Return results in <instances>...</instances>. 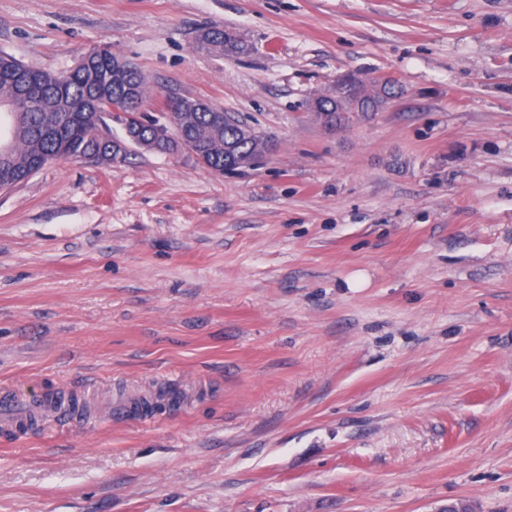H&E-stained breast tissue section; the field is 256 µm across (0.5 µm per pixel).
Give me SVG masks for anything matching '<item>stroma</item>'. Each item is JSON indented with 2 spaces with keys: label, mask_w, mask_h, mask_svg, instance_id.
<instances>
[{
  "label": "stroma",
  "mask_w": 512,
  "mask_h": 512,
  "mask_svg": "<svg viewBox=\"0 0 512 512\" xmlns=\"http://www.w3.org/2000/svg\"><path fill=\"white\" fill-rule=\"evenodd\" d=\"M101 46L149 115L204 98L275 150L0 190V391L84 407L0 418V512H512V0H0L26 65ZM346 73L395 95L331 129ZM208 29L209 31L206 34V38H212V42H216L222 47V49L218 48L211 51V53L224 55V53H238L244 51L245 46L234 31L219 28Z\"/></svg>",
  "instance_id": "obj_1"
}]
</instances>
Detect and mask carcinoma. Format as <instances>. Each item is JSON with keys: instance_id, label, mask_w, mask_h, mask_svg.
I'll return each instance as SVG.
<instances>
[{"instance_id": "cac0c4a2", "label": "carcinoma", "mask_w": 512, "mask_h": 512, "mask_svg": "<svg viewBox=\"0 0 512 512\" xmlns=\"http://www.w3.org/2000/svg\"><path fill=\"white\" fill-rule=\"evenodd\" d=\"M206 38L220 45L214 50L217 55L245 49L230 30L211 28ZM146 98L142 71L134 66L120 72L110 55L99 56L62 78L0 53V112L8 114L12 135L10 151L0 152V190L25 182L43 157L64 146L83 155L112 150V134L103 132L102 126L113 106L138 112ZM188 102L187 97L170 96L166 110L185 116L182 132L198 140L205 166L222 172L224 162L234 163L265 150L264 138H244L237 119L224 117L222 108L189 111Z\"/></svg>"}]
</instances>
